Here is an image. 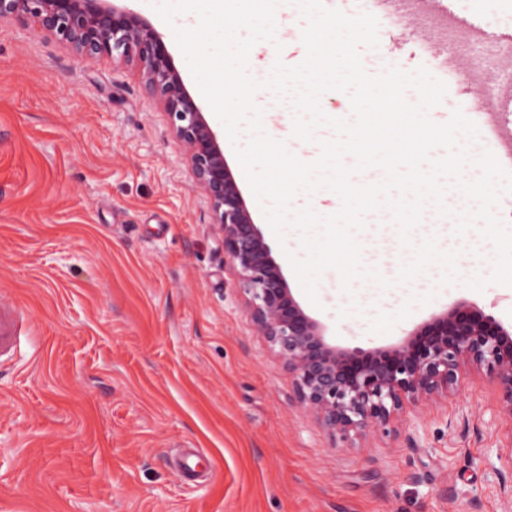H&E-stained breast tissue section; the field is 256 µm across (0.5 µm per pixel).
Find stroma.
Here are the masks:
<instances>
[{"label":"stroma","mask_w":512,"mask_h":512,"mask_svg":"<svg viewBox=\"0 0 512 512\" xmlns=\"http://www.w3.org/2000/svg\"><path fill=\"white\" fill-rule=\"evenodd\" d=\"M156 0H119L160 34L224 148L244 204L288 289L333 349L370 351L466 304L512 329V287L465 286L489 274L493 247L461 255L458 283L345 294L323 273L318 303L297 280L286 229L277 240L226 131L200 92ZM378 21L368 73L426 67L447 94L429 116L474 118L472 98L406 16L375 0H322ZM483 26L484 57L507 47L512 22L440 0ZM374 266L395 278L409 257L395 227H367ZM0 299L22 322L0 364V512H512V415L496 385L467 369L447 398L408 404L384 430L326 431L295 377L246 309L191 162L137 66L85 58L12 20L0 22ZM359 301L364 314L351 313ZM348 309L339 317V309ZM203 474L186 482L182 454Z\"/></svg>","instance_id":"35a3bbf8"}]
</instances>
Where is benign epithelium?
I'll use <instances>...</instances> for the list:
<instances>
[{
  "mask_svg": "<svg viewBox=\"0 0 512 512\" xmlns=\"http://www.w3.org/2000/svg\"><path fill=\"white\" fill-rule=\"evenodd\" d=\"M35 23L77 54L136 65L149 92L163 102L204 191L224 254L248 296L258 331L278 348L296 378L300 401L317 411L327 430L386 427L421 398L446 397L468 364L486 372L512 415V345L491 317L460 311L452 321L427 324L402 351L337 353L297 308L263 235L243 206L224 151L172 65L159 33L136 12L111 0H0V20Z\"/></svg>",
  "mask_w": 512,
  "mask_h": 512,
  "instance_id": "obj_1",
  "label": "benign epithelium"
}]
</instances>
